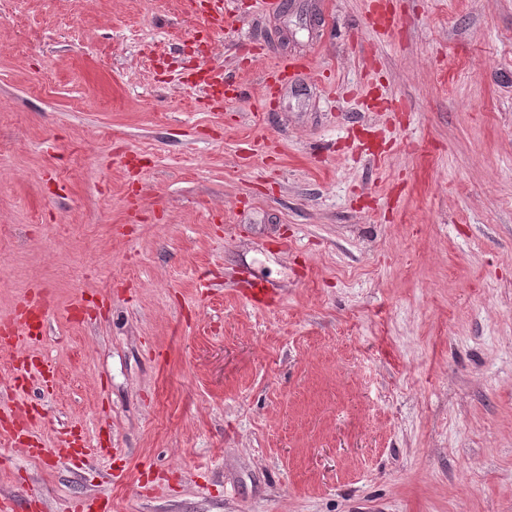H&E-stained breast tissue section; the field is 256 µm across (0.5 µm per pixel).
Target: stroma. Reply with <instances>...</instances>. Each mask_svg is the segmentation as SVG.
<instances>
[{"mask_svg":"<svg viewBox=\"0 0 512 512\" xmlns=\"http://www.w3.org/2000/svg\"><path fill=\"white\" fill-rule=\"evenodd\" d=\"M223 2L8 0L0 497L512 512V0ZM21 306V311L10 322L13 335L18 337L29 333V322L25 315L31 310V308H36L44 315H47L45 299L41 294H35L28 299H25Z\"/></svg>","mask_w":512,"mask_h":512,"instance_id":"1","label":"stroma"}]
</instances>
